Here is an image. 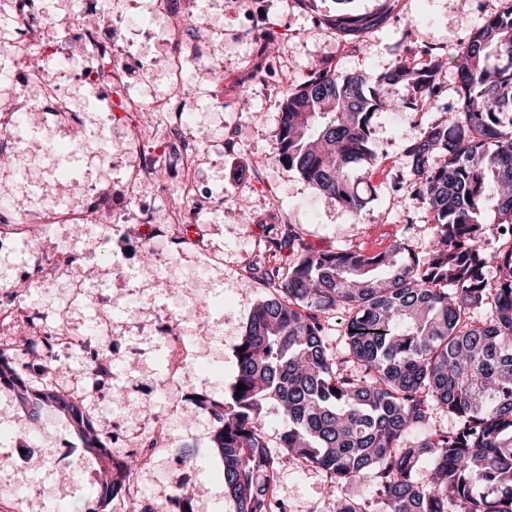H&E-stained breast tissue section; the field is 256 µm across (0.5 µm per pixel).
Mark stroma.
I'll return each instance as SVG.
<instances>
[{
  "label": "stroma",
  "instance_id": "1",
  "mask_svg": "<svg viewBox=\"0 0 512 512\" xmlns=\"http://www.w3.org/2000/svg\"><path fill=\"white\" fill-rule=\"evenodd\" d=\"M499 6V0H400L385 27L357 47L317 24L333 0H316L312 11L296 0H196L191 21L216 50L185 72L193 92L179 117L182 127L203 139L195 175L212 195L190 223L171 226L166 208L179 206L182 178H167L150 238L139 224L137 168L140 157L160 150L163 137L138 130L159 121V113L106 111L110 88L71 82L67 89L81 110L80 123L28 114L22 149L0 165V185L10 188L0 208L37 217L63 201L77 210L90 204L98 221L80 234L57 224L47 237L40 225L26 224L22 231L32 246L0 250V282L22 290L26 299L14 314L13 334L31 338L60 329L80 340L107 326L103 341L112 356V379L103 384L87 378L86 357L76 349L48 359L21 345L13 357L34 381L87 395L102 438H118L125 451H139L158 419H165L166 439L140 474L136 503L182 512L190 494L196 512H233L219 459L205 443L210 422L199 401L223 396L232 383L235 349L266 290L264 272L272 260L285 259L289 235L315 250L353 246L367 253L401 241L419 251L428 241L424 206L400 205L391 182L407 173L404 146L422 134L432 114L410 107L375 116L378 163L359 180L360 192L372 201L358 221L276 161L282 83H301L324 67L375 74L424 45L452 58L472 28ZM112 11L123 18L117 39L132 47L124 78L130 93L164 100L172 85L159 20L147 0H112ZM269 22L280 31L271 66L264 79L246 81L254 45L242 32ZM99 125L111 141V164L90 152L67 162L49 152L50 143L81 140L86 127ZM241 196L248 201L244 212L235 203ZM34 264L43 277L29 289L22 276ZM179 347L195 374L174 372L171 353ZM30 434L40 452L12 454L17 439ZM75 441L63 417L46 409L30 418L15 393L0 387V476L31 478L22 491L27 512L83 508L101 473L97 460L81 457ZM187 445L196 448L189 462L180 453ZM65 470L72 479H59ZM275 494L285 512L332 507L329 478L303 464L279 470Z\"/></svg>",
  "mask_w": 512,
  "mask_h": 512
}]
</instances>
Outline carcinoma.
<instances>
[{
    "label": "carcinoma",
    "instance_id": "carcinoma-1",
    "mask_svg": "<svg viewBox=\"0 0 512 512\" xmlns=\"http://www.w3.org/2000/svg\"><path fill=\"white\" fill-rule=\"evenodd\" d=\"M334 2L321 25L358 44L399 0H377L368 12L351 9L355 0ZM453 64L455 112L406 147L400 202L426 208V251L403 242L373 254L314 251L288 236L293 258L271 272L250 312L229 390L200 400L235 512H283L271 486L291 462L340 489L333 512H369L350 493L366 482L375 512H512V0L470 33ZM443 66L426 46L379 74L325 67L282 87L277 161L360 217L371 198L353 168L373 164V118L389 110L388 90L401 86L399 103L433 110ZM491 228L508 242L487 258L480 242ZM336 311L348 315L350 372L337 368L325 333L324 317ZM0 386L34 417L43 408L62 416L81 451L108 471L85 512L130 500L142 456L103 439L83 402L35 383L1 354ZM271 410L278 453L266 434ZM436 410L451 427L431 426Z\"/></svg>",
    "mask_w": 512,
    "mask_h": 512
}]
</instances>
